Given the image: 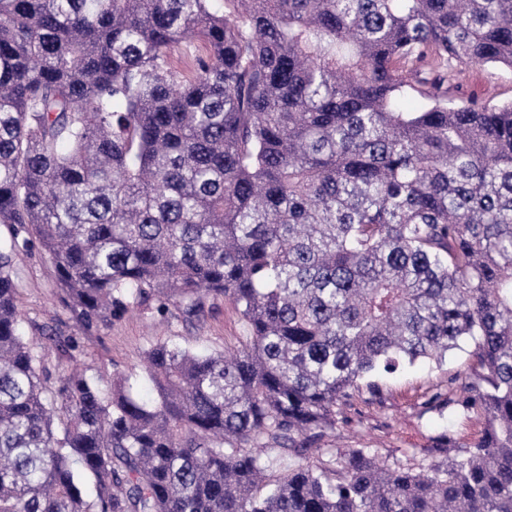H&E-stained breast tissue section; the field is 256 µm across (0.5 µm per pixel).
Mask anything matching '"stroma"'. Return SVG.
Here are the masks:
<instances>
[{"label": "stroma", "instance_id": "1", "mask_svg": "<svg viewBox=\"0 0 512 512\" xmlns=\"http://www.w3.org/2000/svg\"><path fill=\"white\" fill-rule=\"evenodd\" d=\"M454 98L486 105L512 101V69L486 65L464 69ZM21 294L22 330L46 354V364L58 374L70 367L87 370L109 386L113 375L128 378L139 396H154L153 384L145 369L144 350L152 343L168 341L196 350H221L233 345L243 334L240 315L224 298L208 299L201 318L184 320L177 310L128 312L110 323L85 330L61 301L56 274L38 244L19 250L14 260ZM76 336L80 348L72 357H60L52 335ZM467 353L449 354L439 365L418 363L380 379L378 394L361 391L344 408L337 425V447L374 448L389 460L418 467L435 458L436 438L448 432L455 440L449 455L463 453L480 436L483 422L464 419L454 408L431 403V396L447 385L449 377L467 371Z\"/></svg>", "mask_w": 512, "mask_h": 512}]
</instances>
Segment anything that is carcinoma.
Segmentation results:
<instances>
[{
    "mask_svg": "<svg viewBox=\"0 0 512 512\" xmlns=\"http://www.w3.org/2000/svg\"><path fill=\"white\" fill-rule=\"evenodd\" d=\"M224 3L0 0V512H512V102L451 96L512 69V0ZM23 232L85 330L220 296L246 336L151 344L150 402L52 384ZM465 348L432 397L484 420L463 454L330 447L360 390ZM457 82L460 88L453 97L456 101L470 102L476 99L490 106L512 101L510 68L498 65L466 68Z\"/></svg>",
    "mask_w": 512,
    "mask_h": 512,
    "instance_id": "cac0c4a2",
    "label": "carcinoma"
}]
</instances>
